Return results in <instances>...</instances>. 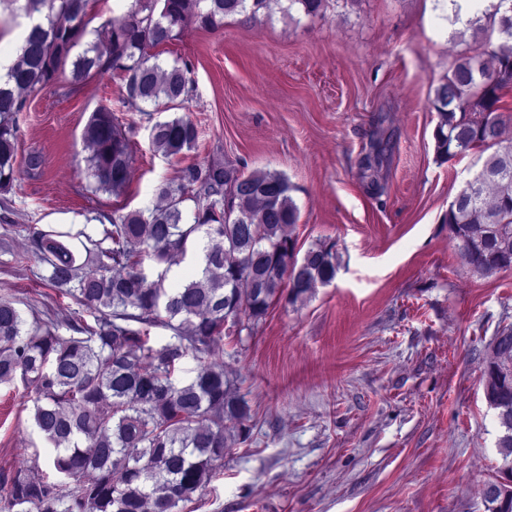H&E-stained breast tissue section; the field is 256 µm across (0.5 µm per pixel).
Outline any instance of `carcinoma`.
<instances>
[{
	"instance_id": "obj_1",
	"label": "carcinoma",
	"mask_w": 512,
	"mask_h": 512,
	"mask_svg": "<svg viewBox=\"0 0 512 512\" xmlns=\"http://www.w3.org/2000/svg\"><path fill=\"white\" fill-rule=\"evenodd\" d=\"M287 2L132 0L123 18L104 22L86 41L95 0H23L28 31L0 85V191L40 168L32 155L19 170L16 117L29 97L58 85L65 73L72 85L117 76L122 103L168 112L190 98L193 85L187 67L159 62V46L179 39L190 21L217 28L226 17L250 20L275 6L314 17L326 0ZM488 19L502 43L456 60L432 101L439 158L486 154L445 218L463 265L481 276L512 271V0H498ZM149 139L154 152L174 157L196 148L199 129L190 117L175 116L155 121ZM84 142L94 189L120 195L133 147L111 108L92 114ZM383 163L377 141L360 167L375 175ZM292 191L282 173L244 176L213 158L161 184L155 207L112 216L103 239L79 232L82 254L67 242L71 234L28 226L17 258L40 263V279L93 323L75 311L64 319L73 332L68 338L58 335L56 319L27 329L15 303L0 299V384L19 379L33 393V421L56 476L49 480L36 463L0 467L8 512H179L203 493L224 454L249 437L252 418L232 373L212 360L226 326L251 333L274 306L303 303L336 277L335 244L321 240L296 250ZM188 200L195 204L190 217ZM191 247L193 278L169 281L172 265ZM147 257L155 262L150 275ZM153 326L170 330L171 341L150 344ZM189 353L199 367L179 380L176 365ZM483 377L512 480V326L496 337ZM496 490L494 481L484 485L486 512H512V499L500 503Z\"/></svg>"
}]
</instances>
